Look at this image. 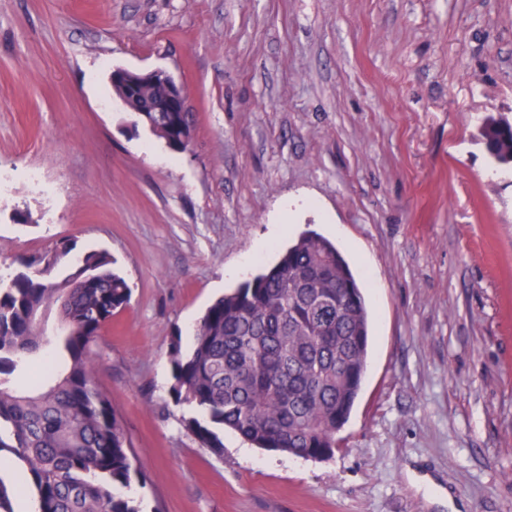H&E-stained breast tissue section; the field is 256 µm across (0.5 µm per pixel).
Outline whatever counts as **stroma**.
I'll return each mask as SVG.
<instances>
[{
    "instance_id": "stroma-1",
    "label": "stroma",
    "mask_w": 512,
    "mask_h": 512,
    "mask_svg": "<svg viewBox=\"0 0 512 512\" xmlns=\"http://www.w3.org/2000/svg\"><path fill=\"white\" fill-rule=\"evenodd\" d=\"M186 87L189 151L131 130L113 67ZM512 0H0V276L60 240L131 302L92 344L143 512H512ZM39 170L52 191L23 177ZM306 230L371 313L361 394L319 461L173 404L170 349ZM482 137L493 161L499 164L512 163V116L500 115L486 119Z\"/></svg>"
}]
</instances>
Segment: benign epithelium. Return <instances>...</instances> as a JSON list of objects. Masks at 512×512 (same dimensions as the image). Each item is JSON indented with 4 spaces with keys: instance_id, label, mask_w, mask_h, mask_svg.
Here are the masks:
<instances>
[{
    "instance_id": "obj_1",
    "label": "benign epithelium",
    "mask_w": 512,
    "mask_h": 512,
    "mask_svg": "<svg viewBox=\"0 0 512 512\" xmlns=\"http://www.w3.org/2000/svg\"><path fill=\"white\" fill-rule=\"evenodd\" d=\"M112 87L116 98L129 112H187L184 86L166 69L132 71L112 69Z\"/></svg>"
}]
</instances>
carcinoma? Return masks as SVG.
Segmentation results:
<instances>
[{
	"instance_id": "1",
	"label": "carcinoma",
	"mask_w": 512,
	"mask_h": 512,
	"mask_svg": "<svg viewBox=\"0 0 512 512\" xmlns=\"http://www.w3.org/2000/svg\"><path fill=\"white\" fill-rule=\"evenodd\" d=\"M155 135L174 146L180 131L163 113ZM482 137L493 161L512 163V116L486 119ZM71 251L62 241L0 282V455L21 463L16 487L32 488L38 512H141L119 492L137 470L90 354L131 289L105 250L58 275ZM53 310L68 326L55 338L64 359L23 387L18 377L48 343L32 315ZM370 325L349 263L335 243L308 231L206 309L189 353L173 341L171 398L195 412L184 426L216 455L227 428L269 452L330 459L361 391Z\"/></svg>"
}]
</instances>
